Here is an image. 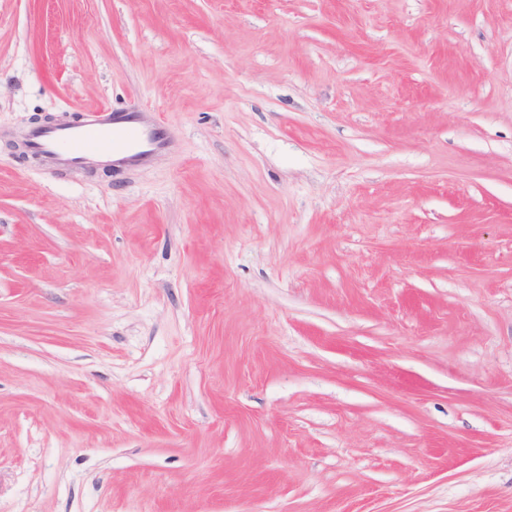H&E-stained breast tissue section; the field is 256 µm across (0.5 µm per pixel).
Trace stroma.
I'll return each instance as SVG.
<instances>
[{
  "label": "stroma",
  "instance_id": "35a3bbf8",
  "mask_svg": "<svg viewBox=\"0 0 512 512\" xmlns=\"http://www.w3.org/2000/svg\"><path fill=\"white\" fill-rule=\"evenodd\" d=\"M0 512H512V0H0ZM160 123L147 108L86 112L78 124H55L29 129L26 140L33 152L60 172L70 168L109 166L122 170L151 161L166 148Z\"/></svg>",
  "mask_w": 512,
  "mask_h": 512
}]
</instances>
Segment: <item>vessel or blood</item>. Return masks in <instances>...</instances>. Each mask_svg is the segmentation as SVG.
<instances>
[{"instance_id":"b4317fda","label":"vessel or blood","mask_w":512,"mask_h":512,"mask_svg":"<svg viewBox=\"0 0 512 512\" xmlns=\"http://www.w3.org/2000/svg\"><path fill=\"white\" fill-rule=\"evenodd\" d=\"M26 140L33 152L60 172L98 166L127 169L151 161L166 147L151 110L109 106L87 112L76 124L31 128Z\"/></svg>"}]
</instances>
